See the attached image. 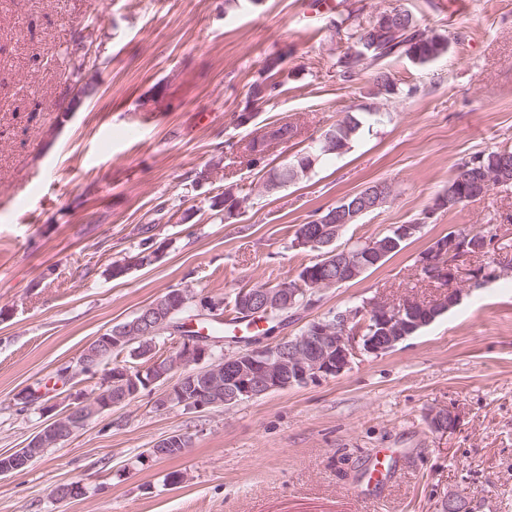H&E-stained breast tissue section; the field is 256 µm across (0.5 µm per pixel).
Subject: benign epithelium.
I'll list each match as a JSON object with an SVG mask.
<instances>
[{"label":"benign epithelium","instance_id":"7a95c632","mask_svg":"<svg viewBox=\"0 0 512 512\" xmlns=\"http://www.w3.org/2000/svg\"><path fill=\"white\" fill-rule=\"evenodd\" d=\"M400 10L380 11L372 17L368 29V38L355 45L346 55L359 62L368 60V52L386 40L399 42L402 31L396 25L395 16ZM364 214L356 207L336 210V234ZM458 238L451 236L446 242H440L420 257V267L425 278L448 286V300H456L462 289L458 283L474 279L476 271L467 269L456 262H446L447 255L456 252ZM336 266L344 272L345 281L350 282L361 276L364 264L345 265L349 260L347 252L335 249ZM293 292L289 285L275 290L260 288L252 301L243 307V314L259 317L269 312L276 295ZM186 291L172 290L164 303L154 304L137 313L136 334L153 336L168 333L180 336L173 353L174 364L152 369L145 367L137 371L119 370L113 373L115 378L130 381L131 391L114 394L110 389L111 381L105 380L97 393L96 400L75 397L63 412L37 432L27 446L8 455H0V476L18 472L28 463V449L36 447L48 438L57 442L70 438L91 417L112 410L138 395L140 385L149 388L159 382L165 383L170 374L178 373L176 381L167 387L156 400L159 410H169L176 403L177 395L185 387H190L192 395L181 405L194 410L212 409L218 405L214 400L216 387L224 384V406L233 407L243 401L252 400L273 391L285 390L294 385L337 377L349 370L353 360L362 353L379 355L391 350L406 334L402 330L405 308L380 310L373 305L349 310L336 317L333 323L315 322L302 335L285 339L274 345H263L261 339H253L247 347L222 359H213L212 341L204 335H188L189 326L176 317L182 309L178 298ZM380 324L387 332L385 336H372L365 333L368 319ZM123 340L108 330L98 336L92 350L85 353L79 361L81 371L96 373L99 354L112 350ZM431 431L446 436L453 433L458 424V414L450 407L432 410L427 415Z\"/></svg>","mask_w":512,"mask_h":512}]
</instances>
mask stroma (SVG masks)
<instances>
[{"label":"stroma","mask_w":512,"mask_h":512,"mask_svg":"<svg viewBox=\"0 0 512 512\" xmlns=\"http://www.w3.org/2000/svg\"><path fill=\"white\" fill-rule=\"evenodd\" d=\"M451 2L340 0L315 13L310 0L235 11L224 0H0V454L74 396L97 394L101 374L77 367L97 336L172 289L222 299L235 318L240 290L290 282L317 261L295 242L297 225L370 185L393 195L338 246L400 224L418 232L380 267L320 291L278 338L366 300L439 299L418 260L451 231L493 224L494 246L465 265L502 271L464 283L457 305L338 377L207 412L157 410L145 390L0 477V512H360L355 493L385 448L398 456L383 512H440L451 496L470 512H512V185L443 205L461 162L512 149V0ZM394 6L446 36L447 53L343 80L337 21L354 9L364 28ZM78 31L77 73L66 50ZM271 54L284 57L277 94L253 102ZM381 72L395 93H378ZM84 85L91 95L69 109ZM348 112L373 115L348 147L308 178L262 189L266 171ZM284 123L295 135L251 165L254 130ZM226 192L240 208L211 210ZM139 253L147 263L111 276ZM439 407L461 414L445 438L426 421ZM174 432L191 439L182 456L144 460ZM75 482L83 496L54 497Z\"/></svg>","instance_id":"1"}]
</instances>
